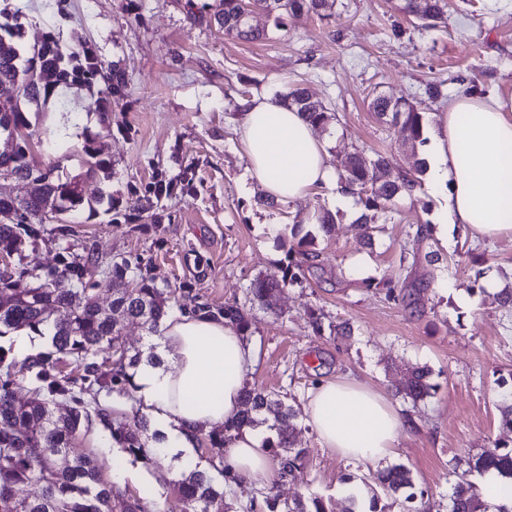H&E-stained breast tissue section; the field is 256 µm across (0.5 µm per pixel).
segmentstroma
<instances>
[{
	"label": "stroma",
	"mask_w": 512,
	"mask_h": 512,
	"mask_svg": "<svg viewBox=\"0 0 512 512\" xmlns=\"http://www.w3.org/2000/svg\"><path fill=\"white\" fill-rule=\"evenodd\" d=\"M141 21L127 15V0H29L25 39L46 34L65 45L92 44L106 60L120 62L130 94L113 108L102 129L88 92L68 94L63 111L39 118L40 125L66 126L61 146L33 148L37 161L55 164L63 176L83 172L79 148L86 134L98 137L113 175L85 177L86 198L113 194L127 201L131 187L150 181L155 169L168 176L192 165L198 192L169 200L171 223L144 216L113 222L105 209L83 214L78 224H51L24 261L43 273L61 255L98 256L103 263L139 260L158 286L191 283L212 307L245 305L252 321L249 342L258 355L253 385L278 393L302 409L308 391L322 379L346 374L386 394L414 428L399 438L393 463L410 469L416 490L426 491L428 512H448V498L460 478L479 482L468 457L494 442L512 445L500 425L502 393L512 389V305L503 304L491 280L512 281V237L475 243L463 224L449 226L407 257L403 245L416 225L443 223L445 195L420 188L400 198L390 221L365 243L351 213L327 194H314L278 209L263 206L264 191L245 177V158L235 134L238 105L256 95L277 97L307 88L335 115L319 129L331 154L361 149L382 154L391 172L412 171L419 154L405 148L395 130L368 103L383 94L413 102L434 131L443 110L427 93L442 85L449 99L477 86L512 109V0H445L446 24L427 28L404 13L402 0H336L334 15L322 20L301 13L285 29L266 14L253 23L268 29L263 42L224 34L214 23L190 20L184 0H137ZM319 210L336 222L318 236L321 269L307 272L301 286L280 291L274 310L247 303V289L259 276L277 277L288 247L267 232L271 224H304ZM438 250L436 277L407 305L387 296L388 284L405 275L422 278L428 250ZM326 326L315 333L309 310ZM349 322L347 336L330 334L328 324ZM432 371L431 397L412 405L396 389L413 367ZM295 444L307 449L299 479L276 486L261 482L228 485L225 500L234 512H267L266 493L282 500L319 497L328 512H345L347 483L362 484L377 467L343 460L322 448L316 433L299 423ZM74 452H93L104 469L122 459L130 472L129 492L151 491L161 508L173 506L170 484L202 457H223L220 448L188 456L137 459L114 448L100 425L84 431ZM256 509H249L250 500Z\"/></svg>",
	"instance_id": "35a3bbf8"
}]
</instances>
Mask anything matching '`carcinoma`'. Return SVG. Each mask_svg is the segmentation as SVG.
I'll return each mask as SVG.
<instances>
[{
  "label": "carcinoma",
  "instance_id": "1",
  "mask_svg": "<svg viewBox=\"0 0 512 512\" xmlns=\"http://www.w3.org/2000/svg\"><path fill=\"white\" fill-rule=\"evenodd\" d=\"M336 0H214L201 3L185 0L184 9L193 21L215 22L227 35L248 42H261L268 33L252 25L240 23L246 12L262 10L272 17L275 27L284 26V16L307 13L321 19L332 17ZM444 0H403L404 12L415 16L429 27L444 20ZM13 24L0 25V42L8 41V53L0 52V87L14 90L8 103L0 104V138L16 139L13 151L0 152V167L12 168L22 178L33 177L42 185L33 195L15 202L0 198V245L17 256L40 238L41 226L61 220L78 223V215L94 210V205L107 203L112 221H130L134 213H148L155 224L172 219L161 202L178 194L196 192V172L185 168L175 178L163 170H155L152 179L133 190L136 200L129 209L121 208L113 196L92 201L85 198L80 176L62 177L57 167L41 165L33 158L34 142L48 143L52 138L39 137L22 106L40 111L50 102L60 104L63 91L99 87L94 110L105 114L112 105L128 97V78L119 62H108L84 43L63 45L52 34L47 35L42 53L35 57L30 48L20 43L21 18L25 16L24 0H15L11 10ZM307 89L296 87L283 97L288 107L302 113L315 128L334 120V114L322 104L310 106ZM371 109L389 123L398 136L412 148L427 142L425 117L415 104L406 99L375 96ZM97 137L84 140L81 153L86 173L105 172L112 166L96 148ZM388 167L379 154L368 160L361 152L336 155L338 181L358 196L365 212L356 228L367 244H372L377 220L388 218L397 199L412 196L421 187L418 173H398L378 182L376 172ZM296 244L288 250V264L279 279L258 277L247 291L249 301L270 310L281 288L301 282L305 271L317 266L319 254L314 250L316 236L308 231L290 228ZM140 269L123 259L102 269L92 256L74 258L64 255L61 267L41 276L22 262L13 264L8 276L0 275V338L10 331H29L49 341L45 351L18 360L12 348L0 345V512H163L158 503L147 497H129L126 490L105 478L97 457L91 453L74 455L71 444L89 423L96 421L107 430L112 443L135 458L150 459L159 434L150 429L145 414L119 417L100 396H127L133 390V371L144 354L129 346L122 334V315L137 319L151 335L176 304L175 291L160 288ZM112 289V300L104 307L98 301L100 288ZM180 311L195 316L224 319L246 335L251 322L238 303L211 309L197 301L193 290L181 289ZM27 385V395L19 398L16 388ZM431 370L416 367L405 377L400 392L413 403L431 396ZM272 418L277 431L282 474H301L304 448H296L293 435L298 412L280 395L258 387H250L244 395V409L228 426L210 430V447L224 446V431L256 427L262 417ZM500 470L512 480V448L498 443L469 460V469L485 472ZM224 462L210 463V468L194 466L177 482L175 512H228L224 505ZM380 490L389 496L405 494L412 504L407 512H425L413 505L424 492L414 493L410 470L393 465L372 477ZM268 512H326L322 499L313 497L310 504L298 499L292 503L269 495L264 499ZM448 512H512V505H491L484 501L477 487L461 478L452 488Z\"/></svg>",
  "mask_w": 512,
  "mask_h": 512
}]
</instances>
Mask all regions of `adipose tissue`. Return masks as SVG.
Instances as JSON below:
<instances>
[{
	"label": "adipose tissue",
	"mask_w": 512,
	"mask_h": 512,
	"mask_svg": "<svg viewBox=\"0 0 512 512\" xmlns=\"http://www.w3.org/2000/svg\"><path fill=\"white\" fill-rule=\"evenodd\" d=\"M246 175L266 194L291 201L329 190L352 207L330 161L328 144L304 116L263 95L243 105L237 127ZM429 190L446 189L449 223L476 239L512 234V114L493 97L449 103L422 149ZM153 360L134 373V394L162 440L163 452L194 448L197 435L235 419L255 371V353L231 324L177 316L160 327ZM305 421L324 448L350 462L376 463L393 455L409 428L385 396L352 377L322 383L304 405ZM263 429H244L224 445L227 475L276 483L281 466Z\"/></svg>",
	"instance_id": "adipose-tissue-1"
}]
</instances>
